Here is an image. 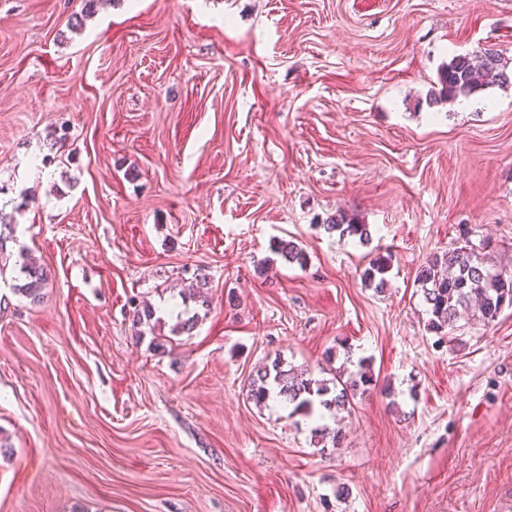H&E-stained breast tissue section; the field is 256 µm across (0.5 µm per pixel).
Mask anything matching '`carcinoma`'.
Instances as JSON below:
<instances>
[{"instance_id": "1", "label": "carcinoma", "mask_w": 512, "mask_h": 512, "mask_svg": "<svg viewBox=\"0 0 512 512\" xmlns=\"http://www.w3.org/2000/svg\"><path fill=\"white\" fill-rule=\"evenodd\" d=\"M496 54V50L488 48L475 55L452 57L439 76L440 88L433 93L430 102H451L492 85L511 83L512 76L494 64L492 57ZM324 229L328 233H338L342 239L356 237L361 243L371 237L368 225L343 213L329 218ZM14 232L15 225L0 220V273L11 256L9 244L16 243ZM274 251L288 263L303 265L307 261L304 250L292 241L279 240ZM388 261L390 257L378 256L362 272L364 282L378 292L388 284L385 277ZM18 273L21 283L14 285V290L32 302L40 301L48 282L44 266L25 257ZM415 282L428 307V326L436 331L454 329L458 319L473 306L478 310L475 319L488 325L498 318L504 306L512 305V275L492 268L469 244L429 256L418 270ZM209 284L206 274H194L190 296L203 308L209 306ZM358 367L356 375L336 378L331 388L326 381L314 378L310 370L287 368L275 359L251 375L247 397L257 406L277 401L290 407L292 415L300 412L309 416L317 405L327 410H345L357 388L372 382L365 360H359Z\"/></svg>"}]
</instances>
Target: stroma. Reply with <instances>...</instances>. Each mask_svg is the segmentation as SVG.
<instances>
[{
    "mask_svg": "<svg viewBox=\"0 0 512 512\" xmlns=\"http://www.w3.org/2000/svg\"><path fill=\"white\" fill-rule=\"evenodd\" d=\"M80 10L0 0V210L50 273L36 305L0 274V512H512V306L439 335L414 282L465 244L512 273V86L429 101L453 56L512 59V0ZM146 304L198 325L156 353ZM277 358L367 359L339 447L248 400ZM328 233L337 232L342 239L348 237H358L359 242H367L371 237V232L367 224H359L354 218L348 217L343 213H336L330 217L327 224H323ZM390 256H378L376 257L370 266L362 272V279L368 284V286L375 288L377 292H382L388 280L385 274L388 272Z\"/></svg>",
    "mask_w": 512,
    "mask_h": 512,
    "instance_id": "stroma-1",
    "label": "stroma"
}]
</instances>
